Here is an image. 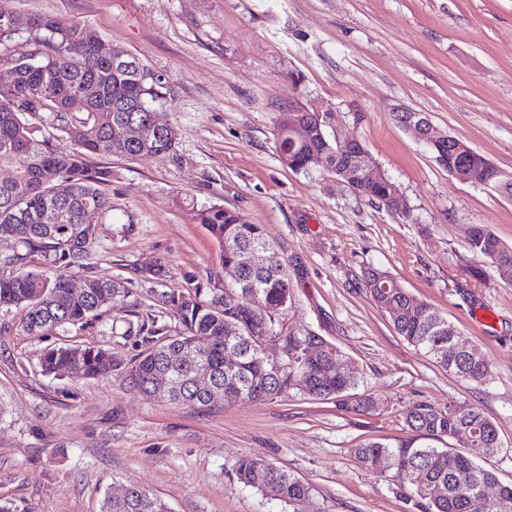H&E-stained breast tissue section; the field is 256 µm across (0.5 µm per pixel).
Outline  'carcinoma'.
Returning <instances> with one entry per match:
<instances>
[{
  "label": "carcinoma",
  "mask_w": 512,
  "mask_h": 512,
  "mask_svg": "<svg viewBox=\"0 0 512 512\" xmlns=\"http://www.w3.org/2000/svg\"><path fill=\"white\" fill-rule=\"evenodd\" d=\"M17 27L7 28L0 17V64L15 68L13 89L0 91V237L14 239L21 251L0 259V308L24 311L23 326L32 333L83 327L98 319L103 309L129 297L121 282L83 275L79 290L73 279L57 268L82 269L95 243L97 228L90 217L112 211V167L90 162L92 156L138 158L165 156L174 142L150 124V111L164 99L160 80L136 56L125 51L121 59L97 52L99 32L76 20L30 12L16 13ZM49 113L56 131L67 144H53L55 137L37 138L27 116ZM108 112L112 124L98 121ZM132 121L143 128L132 141L123 134ZM303 125L308 137H292ZM277 144L281 160L293 171L308 169L309 156H323L325 170L346 183L358 195L385 208L387 186L369 182L363 169L372 161L364 147L344 153L326 131L320 112L280 113ZM490 188L512 197V176L489 163ZM61 215L58 222L43 218L45 212ZM198 223L207 226L219 245V261L231 291L198 284L193 292L171 289L158 294L159 302L177 314L180 330L149 331L147 348L132 363L128 376L144 394H158L170 402L208 408L210 402L196 388L193 378L201 371L213 384L232 391L244 401L273 400L289 389L310 390L314 399L336 398L362 412L376 410L368 395L355 392L359 382L356 367L327 376L321 358L306 355L302 345L315 337H283L286 360L282 370H273L279 359L263 351L256 337L276 336L279 313L291 302L292 282L287 264L266 237L260 224H245L236 211L213 204L196 212ZM470 251L491 263L512 266V245L486 227L476 224L469 231ZM246 249L262 252L266 263L246 271L240 254ZM37 253L45 269L32 270L26 263ZM362 287L384 312L395 332L410 345L458 377L482 384L491 376V365L476 346H460L448 334V318L419 300L388 272L370 268ZM238 352L239 363L224 370V351ZM41 366L48 373H79L87 378L117 370L112 353L87 345H61L46 350ZM411 437L395 444L369 441L354 452L360 462L376 468L387 459L404 472L407 498L423 512H509L512 485L498 483L495 473L480 462L499 454L502 445L494 422L473 406L450 404L446 408L416 404L406 413ZM464 431L465 448H438L432 441ZM238 483L261 496L279 501L292 512L310 497V488L276 464L245 455L238 459ZM495 484V501L484 498V488ZM100 512H169L166 503L138 486L129 487L124 499L107 493Z\"/></svg>",
  "instance_id": "1"
}]
</instances>
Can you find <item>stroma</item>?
I'll list each match as a JSON object with an SVG mask.
<instances>
[{
	"label": "stroma",
	"instance_id": "obj_1",
	"mask_svg": "<svg viewBox=\"0 0 512 512\" xmlns=\"http://www.w3.org/2000/svg\"><path fill=\"white\" fill-rule=\"evenodd\" d=\"M1 10L84 21L136 55L161 81L158 117L175 149L107 160L112 211L85 271L123 281L124 303L84 329L40 335L23 328L20 309L0 310V512H100L104 493L131 485L172 512H287L237 483L244 455L307 484L303 512H420L399 477L354 454L368 440L407 437L417 403L480 408L503 444L486 466L512 484V271L468 246L475 224L512 243V198L451 176L391 118L425 113L435 132L512 172V0H0ZM314 107L330 138L363 142L398 187L401 211L320 166L283 165L280 112ZM209 204L264 226L294 282L277 333L336 345L376 412L293 389L198 410L132 386L140 325L179 327L146 267L161 262L172 289L224 285L219 246L195 219ZM369 267L447 316L458 341L488 357L489 380H462L399 336L361 286ZM63 344L110 350L121 368L44 372L42 353Z\"/></svg>",
	"mask_w": 512,
	"mask_h": 512
}]
</instances>
